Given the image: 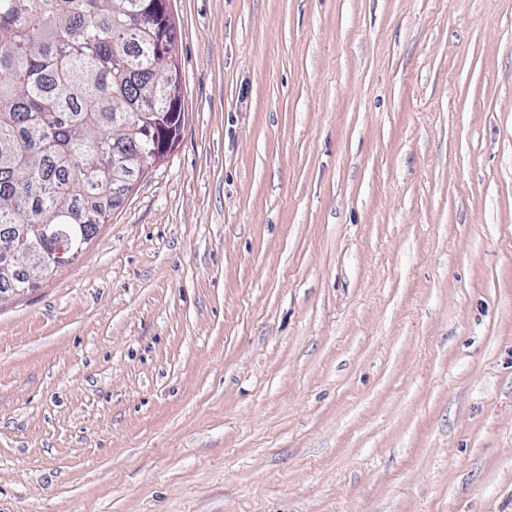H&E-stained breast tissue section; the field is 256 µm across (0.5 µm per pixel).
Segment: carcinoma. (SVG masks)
<instances>
[{
    "label": "carcinoma",
    "mask_w": 512,
    "mask_h": 512,
    "mask_svg": "<svg viewBox=\"0 0 512 512\" xmlns=\"http://www.w3.org/2000/svg\"><path fill=\"white\" fill-rule=\"evenodd\" d=\"M171 15L154 0H0V253L41 224L90 240L129 179L163 154L176 91ZM52 267L0 260V293Z\"/></svg>",
    "instance_id": "cac0c4a2"
}]
</instances>
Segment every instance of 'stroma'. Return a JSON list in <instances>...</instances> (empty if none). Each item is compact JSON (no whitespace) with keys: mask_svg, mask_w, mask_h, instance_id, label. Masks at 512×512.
I'll list each match as a JSON object with an SVG mask.
<instances>
[{"mask_svg":"<svg viewBox=\"0 0 512 512\" xmlns=\"http://www.w3.org/2000/svg\"><path fill=\"white\" fill-rule=\"evenodd\" d=\"M180 141L0 302V512H512V0H169Z\"/></svg>","mask_w":512,"mask_h":512,"instance_id":"obj_1","label":"stroma"}]
</instances>
